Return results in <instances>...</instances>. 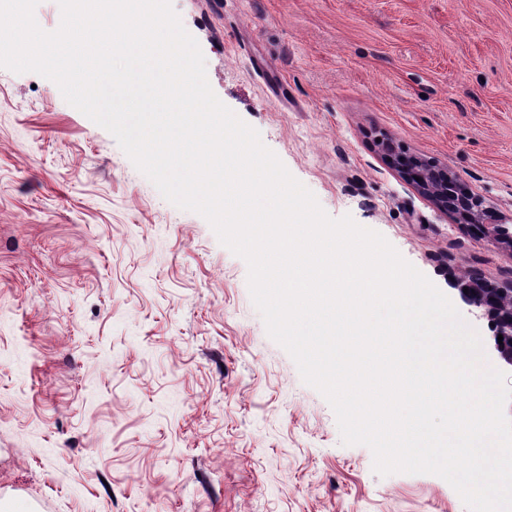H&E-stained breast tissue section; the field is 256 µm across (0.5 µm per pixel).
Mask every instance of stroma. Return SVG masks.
Instances as JSON below:
<instances>
[{
	"mask_svg": "<svg viewBox=\"0 0 512 512\" xmlns=\"http://www.w3.org/2000/svg\"><path fill=\"white\" fill-rule=\"evenodd\" d=\"M219 100L331 217L381 233L460 314L512 286L376 141L512 216V0H172ZM246 262L38 74L0 68V512H469L373 469L267 334Z\"/></svg>",
	"mask_w": 512,
	"mask_h": 512,
	"instance_id": "35a3bbf8",
	"label": "stroma"
}]
</instances>
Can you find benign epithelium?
<instances>
[{"label": "benign epithelium", "instance_id": "obj_1", "mask_svg": "<svg viewBox=\"0 0 512 512\" xmlns=\"http://www.w3.org/2000/svg\"><path fill=\"white\" fill-rule=\"evenodd\" d=\"M379 147L388 163L437 209L464 224L472 235L495 233L512 248V225L506 223V217L487 206L481 195L448 171V166L410 155L390 140L380 141ZM456 290L476 318L487 317L497 324L490 348L498 365L512 370V349L498 343V336H512V288L504 290L470 272L456 280Z\"/></svg>", "mask_w": 512, "mask_h": 512}]
</instances>
